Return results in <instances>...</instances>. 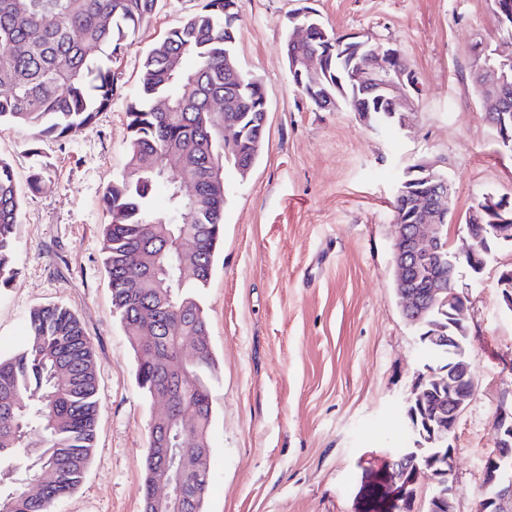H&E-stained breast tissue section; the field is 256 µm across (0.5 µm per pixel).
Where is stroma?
<instances>
[{"label":"stroma","mask_w":512,"mask_h":512,"mask_svg":"<svg viewBox=\"0 0 512 512\" xmlns=\"http://www.w3.org/2000/svg\"><path fill=\"white\" fill-rule=\"evenodd\" d=\"M341 35L397 49L417 79L407 126L361 123L348 106L318 109L292 85L283 41L297 0H238L237 58L263 84L267 135L248 177L224 167V239L201 302L215 356L210 488L203 512H367L366 475L406 446L408 398L431 355L404 318L392 268L391 202L407 169L429 161L452 189L448 238L489 193L512 198V153L485 119L474 47L501 40L488 0H308ZM202 0H159L119 67V91L87 129L32 141L0 126V158L22 192L17 264L0 292V354L24 341L34 308L73 310L96 356L101 411L87 473L57 512H142L144 452L157 405L102 264V206L123 171L128 104L144 54ZM44 167L38 192L28 180ZM498 244L480 277L461 270L467 360L476 389L459 420L452 512H479L494 418L512 400V313Z\"/></svg>","instance_id":"1"}]
</instances>
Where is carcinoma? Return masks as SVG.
Instances as JSON below:
<instances>
[{
  "label": "carcinoma",
  "instance_id": "cac0c4a2",
  "mask_svg": "<svg viewBox=\"0 0 512 512\" xmlns=\"http://www.w3.org/2000/svg\"><path fill=\"white\" fill-rule=\"evenodd\" d=\"M159 0H0V124L29 127L34 137L66 139L90 126L117 91V65L127 47L152 18ZM53 16L55 22L44 23ZM238 12H224V0H203L202 8L157 40L143 59L138 100L126 112L128 161L107 188L103 206L102 254L112 288V305L121 321H136L152 308L156 321L140 324L153 340L130 339L139 388L149 398L161 394L168 412L151 417L145 451L144 509L179 508L202 512L209 490L213 410L209 380L215 368L208 322L200 301L224 236V162L238 169L256 162L250 144L264 140L256 123L267 106L263 85L241 66L230 69L235 56ZM340 38L323 27L309 41H284L285 53L316 54L327 73L320 87L302 92L319 109L332 98L350 109L386 111L369 94L346 80L349 61L340 58ZM195 66H185L187 59ZM242 95L237 147L224 136V120L210 119L211 101L224 94ZM485 112L512 113V89L489 94ZM178 155L184 163L168 168ZM167 185L166 207H153L155 184ZM194 186L195 199L178 194L182 183ZM20 192L10 164L0 158V290L18 275L16 254ZM151 224H163L165 238L145 237ZM196 241L194 268H180V243ZM144 247L160 271L142 288L127 284L138 274L127 254ZM464 307L455 298L427 310L418 329L448 327V315ZM29 336L22 347L0 357V461L11 463L17 486L0 488V512H54L55 506L82 481L91 460L100 412L99 382L93 344L78 316L69 308L46 305L30 312ZM185 338L195 342V356L182 358ZM69 375H55L60 360ZM466 358L453 362L449 378L474 383ZM191 437L196 447L182 457L179 494L159 502L150 497L171 473L154 459L151 449L164 432ZM40 482L36 493L29 482Z\"/></svg>",
  "mask_w": 512,
  "mask_h": 512
}]
</instances>
